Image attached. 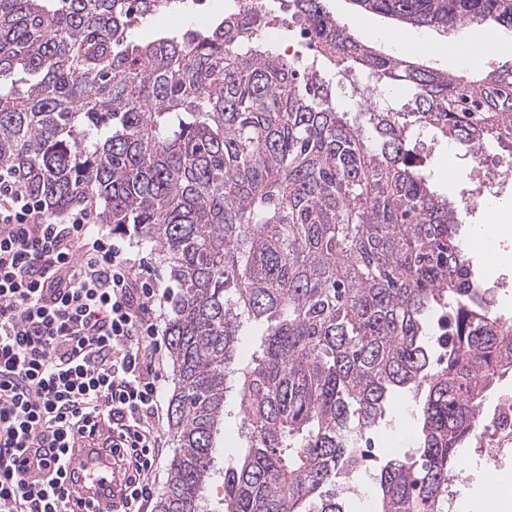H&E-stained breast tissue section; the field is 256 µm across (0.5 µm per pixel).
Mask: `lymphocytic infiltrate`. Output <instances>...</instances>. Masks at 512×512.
<instances>
[{"label":"lymphocytic infiltrate","instance_id":"1","mask_svg":"<svg viewBox=\"0 0 512 512\" xmlns=\"http://www.w3.org/2000/svg\"><path fill=\"white\" fill-rule=\"evenodd\" d=\"M83 204L46 219L0 170V512H67L65 450L96 436L142 512L162 432L164 298Z\"/></svg>","mask_w":512,"mask_h":512}]
</instances>
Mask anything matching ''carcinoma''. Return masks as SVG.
Returning a JSON list of instances; mask_svg holds the SVG:
<instances>
[{
  "label": "carcinoma",
  "instance_id": "obj_1",
  "mask_svg": "<svg viewBox=\"0 0 512 512\" xmlns=\"http://www.w3.org/2000/svg\"><path fill=\"white\" fill-rule=\"evenodd\" d=\"M414 29L512 30V0H351ZM183 0H0V167L51 217L87 203L157 252L170 295L174 445L156 512H357L391 400L415 446L379 457L372 512H448L484 400L512 372V315L483 299L461 209L411 144L430 129L512 154V68L443 74L380 55L324 0L141 38ZM408 98L336 105L357 68ZM232 418L238 447L215 468ZM223 478L224 497L205 490Z\"/></svg>",
  "mask_w": 512,
  "mask_h": 512
}]
</instances>
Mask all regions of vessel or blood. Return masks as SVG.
<instances>
[{
    "label": "vessel or blood",
    "mask_w": 512,
    "mask_h": 512,
    "mask_svg": "<svg viewBox=\"0 0 512 512\" xmlns=\"http://www.w3.org/2000/svg\"><path fill=\"white\" fill-rule=\"evenodd\" d=\"M71 464L76 468H88V475L79 477V491L71 495L70 507L72 512H85L88 498H96L98 512H108L109 508L119 507L125 494L127 478L122 469L114 465L111 457H102L93 461L92 449L86 448L83 439L77 438L72 442L70 450Z\"/></svg>",
    "instance_id": "vessel-or-blood-1"
}]
</instances>
